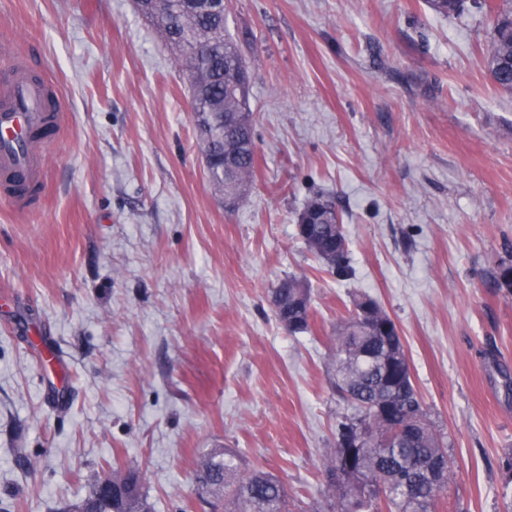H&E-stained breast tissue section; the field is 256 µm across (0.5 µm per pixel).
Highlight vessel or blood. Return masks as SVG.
Returning a JSON list of instances; mask_svg holds the SVG:
<instances>
[{"mask_svg":"<svg viewBox=\"0 0 512 512\" xmlns=\"http://www.w3.org/2000/svg\"><path fill=\"white\" fill-rule=\"evenodd\" d=\"M58 93L22 63H12L0 81V200L17 211L33 207L45 177L39 132L57 124L63 109Z\"/></svg>","mask_w":512,"mask_h":512,"instance_id":"obj_1","label":"vessel or blood"}]
</instances>
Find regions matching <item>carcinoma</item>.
Masks as SVG:
<instances>
[{
    "label": "carcinoma",
    "instance_id": "carcinoma-1",
    "mask_svg": "<svg viewBox=\"0 0 512 512\" xmlns=\"http://www.w3.org/2000/svg\"><path fill=\"white\" fill-rule=\"evenodd\" d=\"M438 15L462 10L464 0H425ZM169 13L151 17L162 37L175 50L188 74L193 121L201 152L217 159L207 169L210 185L233 204L245 198L253 182L257 150L253 136L249 82L237 41L226 33V14L213 12L202 2L171 0ZM488 72L503 89L512 90V20L495 25L487 59ZM315 210L306 247L336 278L350 277L352 266L342 215L330 198L314 195L303 210ZM501 291L512 293V264L493 273ZM279 323L290 333L307 329L310 289L297 278L280 280L271 292ZM368 304L374 324L353 314L336 331L334 346L336 393L357 409L336 419V443L325 472L337 512H435L439 493L448 485L455 464L447 444L430 419L428 406L412 382L410 367L399 372L394 360L406 357L403 337L395 322L374 301ZM199 495L224 512H288L283 481L253 468L242 470L238 454L212 448L197 463ZM112 488L123 492L118 500L95 497L96 489L69 504L66 512H154L143 490L141 472L112 473Z\"/></svg>",
    "mask_w": 512,
    "mask_h": 512
}]
</instances>
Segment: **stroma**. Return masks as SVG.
Segmentation results:
<instances>
[{
  "label": "stroma",
  "mask_w": 512,
  "mask_h": 512,
  "mask_svg": "<svg viewBox=\"0 0 512 512\" xmlns=\"http://www.w3.org/2000/svg\"><path fill=\"white\" fill-rule=\"evenodd\" d=\"M503 0H226L257 168L229 212L188 82L134 0H0V72L44 76L64 119L40 203L0 202V512H62L139 467L155 512H212L213 448L327 505L336 331L361 296L397 324L456 472L436 512H512V92L486 56ZM333 194L352 277L297 235ZM306 282L291 334L269 291Z\"/></svg>",
  "instance_id": "obj_1"
}]
</instances>
